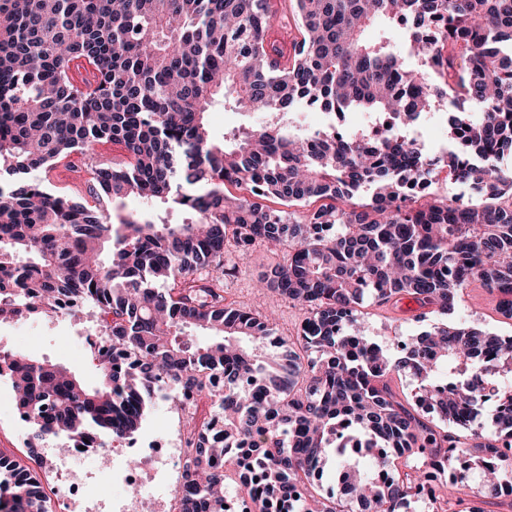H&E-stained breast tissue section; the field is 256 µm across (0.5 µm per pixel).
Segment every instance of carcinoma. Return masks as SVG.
<instances>
[{"mask_svg":"<svg viewBox=\"0 0 512 512\" xmlns=\"http://www.w3.org/2000/svg\"><path fill=\"white\" fill-rule=\"evenodd\" d=\"M0 0V323L87 312L86 385L66 366L0 350L31 447L67 435L70 447L108 448L138 429L146 403L210 399L224 443L205 423L188 443L179 512L224 500L213 461L243 443L289 512H401L425 485L400 472L420 456L438 470L459 458L480 470L483 495L503 493L512 461V336L435 326L390 355L357 330L358 307L404 295L450 315L478 282L512 319V0ZM376 22L383 34L365 37ZM435 31L427 37L425 26ZM407 32L406 51L393 37ZM446 102L440 164L404 134L342 138L329 123L303 135L284 110L392 113L412 128ZM267 112L270 122L217 141L216 104ZM480 112L482 117L474 118ZM123 146L127 161L95 156ZM88 156L90 206L51 191L43 174ZM478 197L454 204L406 187L438 166ZM243 187L224 194V183ZM364 193L367 202L344 208ZM324 204L300 219L269 210ZM138 197L177 211L130 213L117 224L102 200ZM285 246L259 287L306 310L301 353L285 375L270 318L224 298V250ZM204 331L205 344L191 339ZM102 337L109 349L97 347ZM409 375L412 398L392 389ZM224 376V392L211 380ZM501 384L500 402L486 394ZM494 410V430L482 413ZM457 429H438L433 418ZM336 477V498L314 479ZM470 468L451 474L452 498ZM40 475L0 454V512H50Z\"/></svg>","mask_w":512,"mask_h":512,"instance_id":"obj_1","label":"carcinoma"}]
</instances>
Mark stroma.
<instances>
[{"label":"stroma","instance_id":"obj_1","mask_svg":"<svg viewBox=\"0 0 512 512\" xmlns=\"http://www.w3.org/2000/svg\"><path fill=\"white\" fill-rule=\"evenodd\" d=\"M227 274L224 278V296L227 302L245 306L257 312L274 311L277 318L275 331L286 341H294L304 313L272 291H259L260 275L271 270V258L265 248L249 252L228 247L224 253ZM463 321L484 331L512 336V320L502 317L494 302L480 284H472L462 295L455 312L448 316L429 314L411 297H403L392 308L374 305L362 307L359 328L363 335L382 345H394L434 326ZM89 325L84 316L46 317L0 324V346L14 348L16 337H23L24 349L29 354L46 357L67 366L86 383H95L97 371L91 363L86 342ZM188 425L187 416L167 401L158 400L144 416L135 437L142 447H152L160 431L180 436ZM29 425L21 420L13 401V389L7 377H0V454L29 462L33 454H56L61 440L42 443L38 450L28 446Z\"/></svg>","mask_w":512,"mask_h":512}]
</instances>
